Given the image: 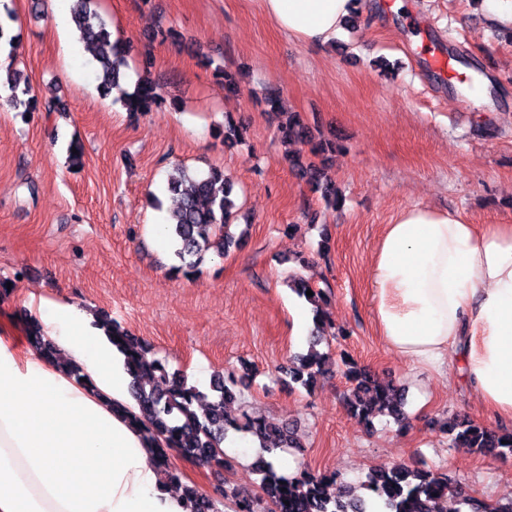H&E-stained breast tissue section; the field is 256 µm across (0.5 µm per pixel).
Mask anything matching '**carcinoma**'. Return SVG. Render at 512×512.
<instances>
[{"label":"carcinoma","mask_w":512,"mask_h":512,"mask_svg":"<svg viewBox=\"0 0 512 512\" xmlns=\"http://www.w3.org/2000/svg\"><path fill=\"white\" fill-rule=\"evenodd\" d=\"M97 2L71 0L70 12L82 43L99 64L96 79L102 95L106 96L123 76L122 69L127 63L120 43L112 40ZM151 67V59L143 60L133 91L123 99V105L130 113L149 112L160 99L159 87L150 77ZM7 85L9 94L0 96V107L6 106L16 112L65 111V105L56 96L39 100L16 68L7 69ZM263 105L264 111L284 118L279 132L285 141L300 142L309 147V155L289 157L292 167L301 173L313 191L321 193L326 206L341 204L334 184L323 178L310 156L327 158L345 147L316 138L312 128L298 114L285 113L280 92H269ZM169 190L177 195L176 205L168 210L166 226L176 261L171 267L172 272L188 275L198 268L207 253L213 251L222 256L231 248L242 246L245 231L232 232V221L237 213L234 183L223 169L213 167L207 174L199 176L178 167L170 177ZM287 284L298 297L312 305L315 334L309 338L308 352L291 359L283 373L292 382L311 391L318 378L337 365L331 352L317 349L327 340L323 333L329 328L334 337L343 335L344 331H332L334 323L327 311V294L322 289L313 287L296 269L288 274ZM308 290L313 295H306ZM100 318L112 344L124 356L131 377V396L138 408L132 412L117 404L115 410L137 421L155 444L158 469L168 483L181 487L187 512H221L223 499L233 501L236 512H368L371 503L384 512H445L448 495L453 493L462 496L469 512H512V498L487 502L452 486L445 474L405 466L371 469L364 482L365 489L371 492L368 499L348 490L341 496H328L326 485L340 480V474L335 471L317 476L299 469L283 475L266 455L300 447L297 433L286 421L270 423L253 419L245 410L238 421L228 418L226 405L244 403V392L240 389L242 381L235 374L214 375L210 381L212 401L199 413L194 409V403L199 401L201 392L188 384L185 376L178 372L169 373L165 361L148 357V345L130 335L120 323L105 314ZM27 332L30 343L45 359H57L56 346L45 338L36 319L29 318ZM341 362L346 366L345 376L350 382L346 406L353 417L367 426L372 425L379 414H386L401 425L408 422L401 392L379 381L370 370L357 365L348 356L341 357ZM231 429L250 434L264 451V455L252 464L253 472L260 476L259 491L233 486L224 489L218 499L201 493L194 485L183 483L181 471L171 462L172 454L178 453L206 464L222 463L224 449L221 445ZM440 430L448 434L457 447L475 448L495 457L512 453V433L500 434L467 418L455 416L443 422Z\"/></svg>","instance_id":"obj_1"}]
</instances>
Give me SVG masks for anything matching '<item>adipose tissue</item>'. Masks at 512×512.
<instances>
[{
	"instance_id": "obj_1",
	"label": "adipose tissue",
	"mask_w": 512,
	"mask_h": 512,
	"mask_svg": "<svg viewBox=\"0 0 512 512\" xmlns=\"http://www.w3.org/2000/svg\"><path fill=\"white\" fill-rule=\"evenodd\" d=\"M281 32L322 49L353 0H257ZM374 318L387 347L432 366L455 359L495 417L512 421V224H469L451 211L403 210L370 267ZM30 310L59 359L22 347L0 323V512H185L128 402L123 355L95 316L40 300ZM83 367L81 384L67 372Z\"/></svg>"
}]
</instances>
